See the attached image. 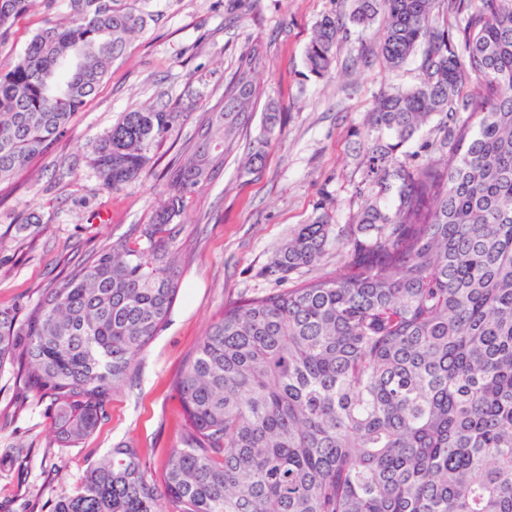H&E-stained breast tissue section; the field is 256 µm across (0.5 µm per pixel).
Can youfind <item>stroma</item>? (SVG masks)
<instances>
[{
    "label": "stroma",
    "mask_w": 512,
    "mask_h": 512,
    "mask_svg": "<svg viewBox=\"0 0 512 512\" xmlns=\"http://www.w3.org/2000/svg\"><path fill=\"white\" fill-rule=\"evenodd\" d=\"M150 19L115 62L109 78L77 112L46 155L0 182V234L28 214L42 219L35 240L0 248V309H20L58 286L79 263L122 240L136 241L163 200L157 170L195 142L207 109L221 99L247 48L260 51L251 74L256 99L238 146L204 182L183 214L166 225L181 251L182 289L156 338L115 393L107 417L73 448L50 449L47 402L14 409L12 367L0 369V512H41L47 499L73 493L88 464L124 441L143 448L155 480L179 439L181 401L172 382L225 305L275 287L266 269L277 247L324 208L350 223L361 206L359 147L375 96L418 80L419 58L389 69L370 50L374 32L351 31L336 48L330 75L309 76L304 50L338 0H139ZM67 0L36 5L0 42V66L20 55L46 18L66 17ZM280 123L267 132L268 102ZM166 105L183 118L155 146L156 170L112 192L93 166L101 135L131 108ZM263 152L260 168L248 163Z\"/></svg>",
    "instance_id": "1"
}]
</instances>
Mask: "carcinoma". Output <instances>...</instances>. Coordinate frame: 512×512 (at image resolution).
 Wrapping results in <instances>:
<instances>
[{"mask_svg":"<svg viewBox=\"0 0 512 512\" xmlns=\"http://www.w3.org/2000/svg\"><path fill=\"white\" fill-rule=\"evenodd\" d=\"M342 0L305 47L326 77L340 39L378 25L398 69L420 78L366 120L364 204L349 224L315 215L269 272L288 288L224 306L173 381L185 411L163 484L132 442L87 467L48 512H512V0ZM37 0H0V41ZM147 24L125 0H68L0 70V181L56 144ZM254 48L204 113L193 151L169 166L164 206L141 236L77 265L24 316L0 310V369L49 402L53 444L90 436L166 323L177 251L156 237L211 179L249 116ZM164 105L121 113L95 148L102 189L138 179L182 119ZM431 138L412 153L422 127ZM332 276L316 270L331 257Z\"/></svg>","mask_w":512,"mask_h":512,"instance_id":"cac0c4a2","label":"carcinoma"}]
</instances>
